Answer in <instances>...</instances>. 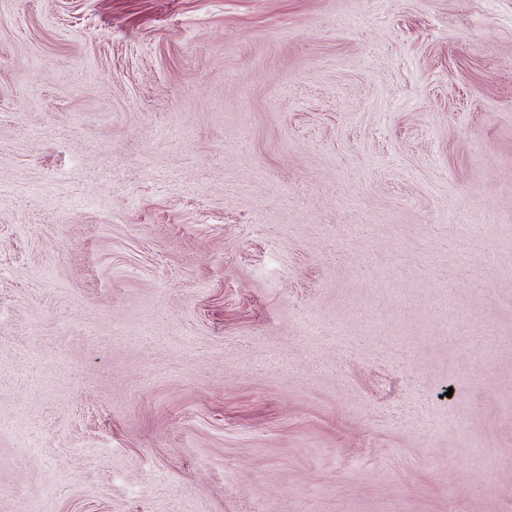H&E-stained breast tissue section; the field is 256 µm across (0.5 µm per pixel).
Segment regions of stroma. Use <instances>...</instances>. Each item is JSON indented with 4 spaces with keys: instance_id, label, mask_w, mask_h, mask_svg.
<instances>
[{
    "instance_id": "35a3bbf8",
    "label": "stroma",
    "mask_w": 512,
    "mask_h": 512,
    "mask_svg": "<svg viewBox=\"0 0 512 512\" xmlns=\"http://www.w3.org/2000/svg\"><path fill=\"white\" fill-rule=\"evenodd\" d=\"M306 500L512 512V0H0V512Z\"/></svg>"
}]
</instances>
